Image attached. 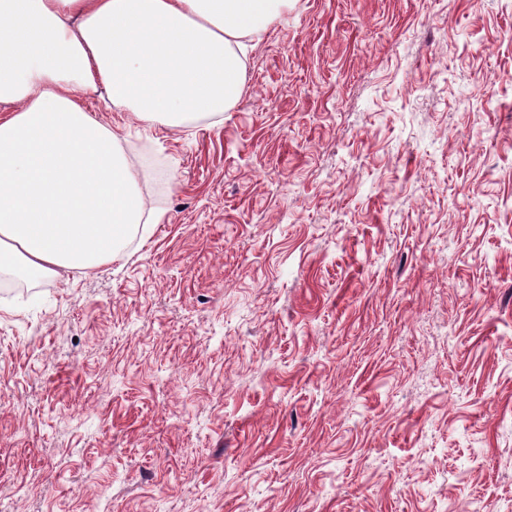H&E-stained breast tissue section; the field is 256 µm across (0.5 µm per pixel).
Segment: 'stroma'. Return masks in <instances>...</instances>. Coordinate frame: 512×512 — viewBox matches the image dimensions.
I'll list each match as a JSON object with an SVG mask.
<instances>
[{"mask_svg": "<svg viewBox=\"0 0 512 512\" xmlns=\"http://www.w3.org/2000/svg\"><path fill=\"white\" fill-rule=\"evenodd\" d=\"M159 223L0 297L13 512H512V0H293Z\"/></svg>", "mask_w": 512, "mask_h": 512, "instance_id": "stroma-1", "label": "stroma"}]
</instances>
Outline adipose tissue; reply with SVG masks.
<instances>
[{"mask_svg":"<svg viewBox=\"0 0 512 512\" xmlns=\"http://www.w3.org/2000/svg\"><path fill=\"white\" fill-rule=\"evenodd\" d=\"M291 0H0V271L92 269L153 223L121 133L79 96L166 129L239 100L247 41Z\"/></svg>","mask_w":512,"mask_h":512,"instance_id":"1","label":"adipose tissue"}]
</instances>
